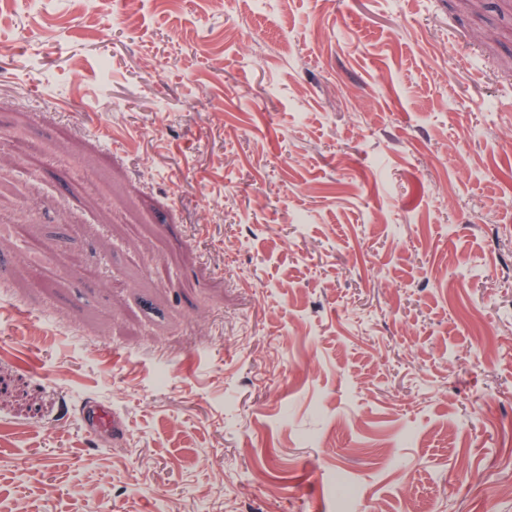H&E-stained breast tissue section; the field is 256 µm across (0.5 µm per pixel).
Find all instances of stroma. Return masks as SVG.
Here are the masks:
<instances>
[{
    "label": "stroma",
    "mask_w": 512,
    "mask_h": 512,
    "mask_svg": "<svg viewBox=\"0 0 512 512\" xmlns=\"http://www.w3.org/2000/svg\"><path fill=\"white\" fill-rule=\"evenodd\" d=\"M0 11V512H512V0ZM82 421L89 435L101 437L112 432V439H117L122 434V426L119 418L107 407L88 402L82 408Z\"/></svg>",
    "instance_id": "1"
}]
</instances>
